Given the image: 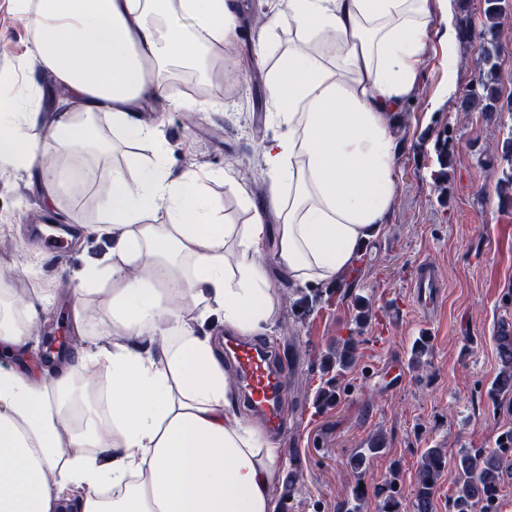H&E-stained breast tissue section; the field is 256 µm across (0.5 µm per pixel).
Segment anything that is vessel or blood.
<instances>
[{
  "label": "vessel or blood",
  "mask_w": 512,
  "mask_h": 512,
  "mask_svg": "<svg viewBox=\"0 0 512 512\" xmlns=\"http://www.w3.org/2000/svg\"><path fill=\"white\" fill-rule=\"evenodd\" d=\"M416 305L433 312L443 295L432 270H425L413 284ZM224 350L232 361L241 390L254 410L272 430H279L284 421L282 396L286 377L280 355L270 351L266 342L225 340Z\"/></svg>",
  "instance_id": "1"
}]
</instances>
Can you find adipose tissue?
<instances>
[{
    "instance_id": "ef3b65f1",
    "label": "adipose tissue",
    "mask_w": 512,
    "mask_h": 512,
    "mask_svg": "<svg viewBox=\"0 0 512 512\" xmlns=\"http://www.w3.org/2000/svg\"><path fill=\"white\" fill-rule=\"evenodd\" d=\"M30 53L61 95L45 123L31 81L0 83V166L41 181L56 208V161L96 139L93 118L151 159L95 169L96 222L112 262L86 265L84 293L112 291V344L40 371L0 368V512H275L284 450L240 414L222 351L196 321L239 336L269 332L277 307L260 247L290 281H335L396 202L399 146L389 132L441 24L446 73L430 111L456 93V0H282L273 28L298 41L266 73L278 137L262 146L279 219L228 224L203 174L172 176L157 126L141 115L170 70L214 73L213 46L238 29L232 0H15ZM41 136H34L36 128ZM164 223H157V212ZM50 298L0 289V352L26 356Z\"/></svg>"
}]
</instances>
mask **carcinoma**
I'll use <instances>...</instances> for the list:
<instances>
[{"label": "carcinoma", "instance_id": "carcinoma-1", "mask_svg": "<svg viewBox=\"0 0 512 512\" xmlns=\"http://www.w3.org/2000/svg\"><path fill=\"white\" fill-rule=\"evenodd\" d=\"M512 11V0H485L484 20L479 28L462 29L461 41L477 45L475 76L464 90L453 100L452 107L458 112H482L491 118L498 112H512V98L501 100L498 87L497 54L501 28L508 13ZM216 77L206 81L194 75L180 86V89L193 96H207L220 91ZM454 129L438 141L436 150L440 170L436 174V185L441 186L451 180L446 171L454 155ZM496 344L500 360V370L494 382V390L512 391V325L501 326ZM382 451V442L372 440L369 447L361 448L349 457V466L354 470H365L368 458ZM512 431L505 433L502 446L496 451H465L457 458L460 480L452 501V512H474L476 506L482 512H494L499 497L503 473L512 470ZM445 465L444 449L426 448L420 456L417 481L411 505H405L399 496L396 482L391 480L384 489L380 512H404L410 507L413 512H433V497L436 482ZM304 477L301 471H289L282 482L281 499L290 498L302 486Z\"/></svg>", "mask_w": 512, "mask_h": 512}]
</instances>
